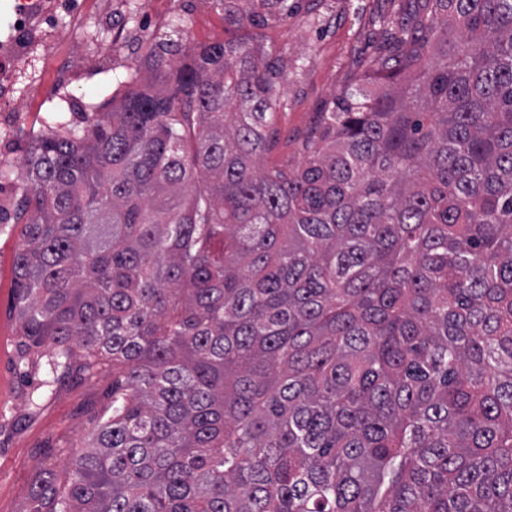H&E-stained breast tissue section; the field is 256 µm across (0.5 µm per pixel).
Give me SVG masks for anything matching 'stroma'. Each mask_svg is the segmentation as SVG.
Listing matches in <instances>:
<instances>
[{
    "mask_svg": "<svg viewBox=\"0 0 512 512\" xmlns=\"http://www.w3.org/2000/svg\"><path fill=\"white\" fill-rule=\"evenodd\" d=\"M406 0H294L286 18L253 29L255 49L281 55L284 106L275 122V144L267 166L300 165L302 140L314 134L325 111L382 41L378 14L399 19ZM176 35L186 49L231 39L236 28L211 0H115L111 16L98 17L88 37L93 57L62 80L61 60L73 56L61 42L54 56L36 59L43 93L20 89V111L5 116L0 133V205L12 210L25 180L24 160L32 144L55 131L54 111L84 127L96 109L122 97L128 75L138 71L152 47ZM20 227L0 222V512H30V488L43 471L67 479L66 451L87 441L95 423L112 411V366L93 375L59 374L38 405L29 396L44 387L43 368L22 349L15 308L14 263Z\"/></svg>",
    "mask_w": 512,
    "mask_h": 512,
    "instance_id": "stroma-1",
    "label": "stroma"
}]
</instances>
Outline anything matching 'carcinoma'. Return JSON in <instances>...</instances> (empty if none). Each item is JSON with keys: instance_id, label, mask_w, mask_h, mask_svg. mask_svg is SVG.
<instances>
[{"instance_id": "1", "label": "carcinoma", "mask_w": 512, "mask_h": 512, "mask_svg": "<svg viewBox=\"0 0 512 512\" xmlns=\"http://www.w3.org/2000/svg\"><path fill=\"white\" fill-rule=\"evenodd\" d=\"M378 23V89H341L295 169L263 166L283 64L243 39L158 43L31 146L24 345L112 362L34 512H512V0Z\"/></svg>"}]
</instances>
